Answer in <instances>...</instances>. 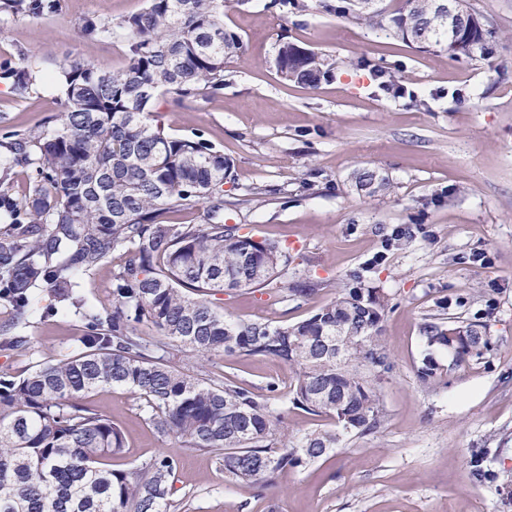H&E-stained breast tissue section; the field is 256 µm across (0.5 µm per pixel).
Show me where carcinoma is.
<instances>
[{"instance_id": "carcinoma-1", "label": "carcinoma", "mask_w": 512, "mask_h": 512, "mask_svg": "<svg viewBox=\"0 0 512 512\" xmlns=\"http://www.w3.org/2000/svg\"><path fill=\"white\" fill-rule=\"evenodd\" d=\"M321 0V8L368 25L409 47L438 48L450 59L491 55L495 30L479 26L467 9L448 28L447 0ZM283 12L302 14L310 0H272ZM55 0H0V17H40ZM117 27L129 63L112 71L77 60L60 66L66 111L53 127L17 133L5 143L0 166V300L12 310L0 325V349H30L12 331L26 324L35 290L50 293L81 315L82 351L37 365L27 374L0 373V512H164L173 505L175 459L162 452L129 470L104 466L125 447L112 419L85 402L105 387L138 395L153 429L181 447L215 455L224 475L265 489L287 469L314 461L350 434L381 424L376 380L393 369L383 338L387 301L367 277L393 251L410 243L408 229L383 235V251L353 271L342 292L305 320L273 326L235 321L212 297L226 290L280 288L290 256L280 245L224 223V184L235 183L233 162L214 147L172 137L150 112L136 111L147 91L179 101L224 88V63L243 43L224 27V0H147L146 8ZM273 66L286 82L315 88L335 61L300 44L279 40ZM20 91L36 74L20 65L4 71ZM15 167L32 173L22 197L10 193ZM355 187L369 196L390 190L388 177L363 170ZM203 202L206 224H172L167 215ZM256 242H250V239ZM116 251L124 262L112 272V311L86 306L78 274L106 263ZM441 313L422 326L429 347L448 349L459 367L483 356L485 325L443 311L461 298L437 302ZM150 325L155 336L140 326ZM344 357L336 359V326ZM195 355L276 359L295 378L277 402L228 373H187ZM430 356L421 381L438 379ZM332 420V427L292 442L288 409ZM486 448L471 452L472 475L492 481L482 467ZM180 507V504L173 505Z\"/></svg>"}]
</instances>
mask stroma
I'll list each match as a JSON object with an SVG mask.
<instances>
[{
	"label": "stroma",
	"mask_w": 512,
	"mask_h": 512,
	"mask_svg": "<svg viewBox=\"0 0 512 512\" xmlns=\"http://www.w3.org/2000/svg\"><path fill=\"white\" fill-rule=\"evenodd\" d=\"M498 33L491 60L456 62L419 51L381 31L313 8L288 17L266 0L224 4V25L240 36L241 57L224 65L217 94L177 101L162 93L150 109L166 131L198 137L234 162L224 187V221L287 248L289 281L317 282L315 293L283 300L271 289L235 290L215 303L234 320L273 325L303 320L333 300L346 275L382 249L381 226L409 225L412 245L388 256L370 285L388 300L383 336L395 366L379 383L382 423L345 439L321 459L281 471L265 494L225 481L213 454L182 449L143 419L125 388L91 393L89 403L123 431L113 468L125 469L165 450L177 459V495L194 493L189 512H512V0H468ZM146 0H57L55 12L18 16L0 28V68L28 65L26 91L0 78V141L40 131L64 110L59 66L80 60L119 70L124 38H93L80 26L93 18L115 24ZM332 57L336 69L317 88L284 84L272 58L281 37ZM398 68L415 98L378 87L377 69ZM388 176L375 197L355 187L357 170ZM265 189L263 203L246 191ZM447 190L444 204L423 199ZM487 254L491 266L477 262ZM121 252L81 275L80 292L99 310L112 307V270ZM466 298L463 313L483 315L492 349L481 359L427 385L417 370L426 347L425 317L440 300ZM82 320L47 293H37L27 325L31 348L0 350V369L25 372L74 353ZM266 392H286L293 372L276 360L214 356L186 364ZM486 448L496 483L472 478V449Z\"/></svg>",
	"instance_id": "1"
}]
</instances>
